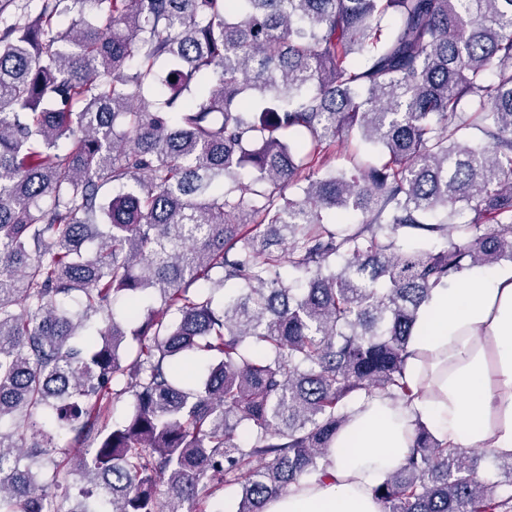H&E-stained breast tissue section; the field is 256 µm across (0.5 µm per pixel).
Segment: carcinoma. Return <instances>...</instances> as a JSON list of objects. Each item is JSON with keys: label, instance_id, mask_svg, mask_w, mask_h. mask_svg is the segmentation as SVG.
Returning a JSON list of instances; mask_svg holds the SVG:
<instances>
[{"label": "carcinoma", "instance_id": "1", "mask_svg": "<svg viewBox=\"0 0 512 512\" xmlns=\"http://www.w3.org/2000/svg\"><path fill=\"white\" fill-rule=\"evenodd\" d=\"M502 260L512 0H44L0 29V512L78 482L70 512H206L228 484L264 512L355 402L411 400L432 291ZM374 494L512 512L422 422Z\"/></svg>", "mask_w": 512, "mask_h": 512}]
</instances>
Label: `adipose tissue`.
Instances as JSON below:
<instances>
[{
    "label": "adipose tissue",
    "mask_w": 512,
    "mask_h": 512,
    "mask_svg": "<svg viewBox=\"0 0 512 512\" xmlns=\"http://www.w3.org/2000/svg\"><path fill=\"white\" fill-rule=\"evenodd\" d=\"M410 404L360 400L329 451V476L265 512H380L373 489L407 454L415 422L449 447L512 456V269L474 267L434 289L409 343Z\"/></svg>",
    "instance_id": "1"
}]
</instances>
